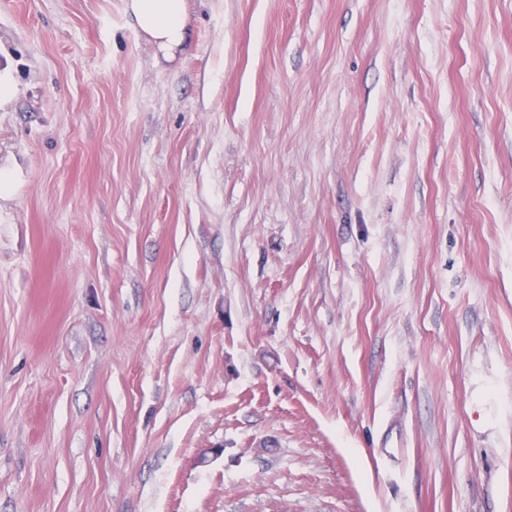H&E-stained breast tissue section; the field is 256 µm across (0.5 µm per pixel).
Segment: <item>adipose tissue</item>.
<instances>
[{
  "label": "adipose tissue",
  "instance_id": "obj_1",
  "mask_svg": "<svg viewBox=\"0 0 512 512\" xmlns=\"http://www.w3.org/2000/svg\"><path fill=\"white\" fill-rule=\"evenodd\" d=\"M125 8L165 60L175 59L188 47L187 0H127Z\"/></svg>",
  "mask_w": 512,
  "mask_h": 512
}]
</instances>
